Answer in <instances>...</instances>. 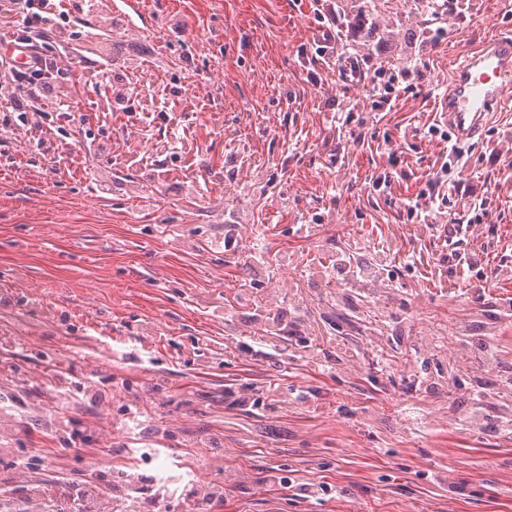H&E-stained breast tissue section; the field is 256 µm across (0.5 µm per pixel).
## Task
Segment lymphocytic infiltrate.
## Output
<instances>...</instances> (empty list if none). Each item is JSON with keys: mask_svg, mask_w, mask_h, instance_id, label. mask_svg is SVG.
<instances>
[{"mask_svg": "<svg viewBox=\"0 0 512 512\" xmlns=\"http://www.w3.org/2000/svg\"><path fill=\"white\" fill-rule=\"evenodd\" d=\"M93 0H0V25L5 26L11 42L27 52L24 65H15L9 58L0 59V76L5 84L0 87V98L6 102L0 109V129L39 128V121L29 120V113L71 112L73 89L92 88L98 98V110L108 111L138 98L139 90L112 75L110 58H92L85 42L69 35H61L55 42H47L56 18L70 13L91 15ZM317 21L321 26V39L307 64L308 82H315V67L326 64L336 55V32L347 29L357 39L370 40L378 25L367 13L347 12L341 0H319ZM448 165L440 163L438 170L425 189L409 199L407 213L418 223L434 228L443 227L448 247V260L459 278H466L473 269L485 262L483 251L464 248L471 234L470 224L464 219L443 222L442 207L446 202Z\"/></svg>", "mask_w": 512, "mask_h": 512, "instance_id": "1", "label": "lymphocytic infiltrate"}]
</instances>
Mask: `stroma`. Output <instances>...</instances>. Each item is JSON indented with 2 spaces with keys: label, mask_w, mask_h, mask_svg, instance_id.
<instances>
[{
  "label": "stroma",
  "mask_w": 512,
  "mask_h": 512,
  "mask_svg": "<svg viewBox=\"0 0 512 512\" xmlns=\"http://www.w3.org/2000/svg\"><path fill=\"white\" fill-rule=\"evenodd\" d=\"M367 6L380 29L360 51L399 79L378 122L368 86L325 67L307 83L314 0H138L108 43L165 117L93 111L82 88L65 138L5 131L0 512H73L46 491L66 482L109 490L102 512H512V433L490 406L464 423L474 394L512 402V105L450 173L476 195L447 214L484 201L475 244L500 273L483 293L403 208L446 148L438 93L512 29V0H467L436 45L416 0ZM174 129L175 153L136 157ZM392 155L402 178L373 190ZM378 244L398 253L382 293L321 277ZM274 468L332 494L293 495Z\"/></svg>",
  "instance_id": "1"
}]
</instances>
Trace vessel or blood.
I'll return each mask as SVG.
<instances>
[{"instance_id":"obj_1","label":"vessel or blood","mask_w":512,"mask_h":512,"mask_svg":"<svg viewBox=\"0 0 512 512\" xmlns=\"http://www.w3.org/2000/svg\"><path fill=\"white\" fill-rule=\"evenodd\" d=\"M512 103V34L485 41L455 68L439 116L456 142L480 136L490 113Z\"/></svg>"}]
</instances>
